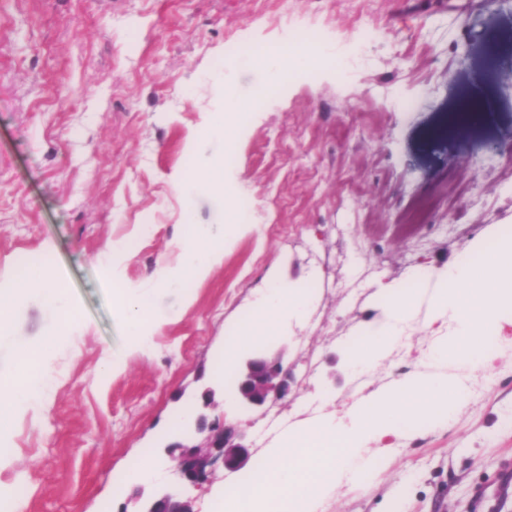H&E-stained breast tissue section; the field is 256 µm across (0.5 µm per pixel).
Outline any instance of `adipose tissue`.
I'll list each match as a JSON object with an SVG mask.
<instances>
[{
    "label": "adipose tissue",
    "mask_w": 512,
    "mask_h": 512,
    "mask_svg": "<svg viewBox=\"0 0 512 512\" xmlns=\"http://www.w3.org/2000/svg\"><path fill=\"white\" fill-rule=\"evenodd\" d=\"M204 183L218 198L224 195V164L220 161L194 166L174 174L171 190L186 194L195 183ZM247 229L237 202L225 200L220 223L191 225L189 234L176 246L174 261L166 263L158 276L137 287H119L116 290L118 315L129 345L145 346L152 329L167 320L155 309L154 297L163 289H184V303H191L188 289L206 281L224 262V245ZM38 295L43 307L53 314H65L69 305L55 279L47 274L0 279V346L12 341L10 320L23 308L29 295ZM308 306L303 288L283 287L270 281L254 312L234 335L224 339V367L232 369L236 354L242 348L265 341L277 335L285 319L301 318ZM62 342L61 337L46 336L39 349L20 351L17 369L13 375H0V429H5L12 417L24 407L42 404L46 383L53 366L48 353Z\"/></svg>",
    "instance_id": "obj_1"
}]
</instances>
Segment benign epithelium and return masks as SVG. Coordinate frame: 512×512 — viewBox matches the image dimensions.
I'll use <instances>...</instances> for the list:
<instances>
[{
  "mask_svg": "<svg viewBox=\"0 0 512 512\" xmlns=\"http://www.w3.org/2000/svg\"><path fill=\"white\" fill-rule=\"evenodd\" d=\"M235 374L230 391L247 411L256 412L268 401L288 395L289 372L279 350H253L237 362ZM219 396H224L221 384L202 393V409L192 412L189 422L194 438L181 436L160 448L173 462L177 486L150 487L141 482L134 487L121 512H195L185 490L208 481L217 467L234 471L250 457V447L245 444L247 427L211 419L204 412L217 406Z\"/></svg>",
  "mask_w": 512,
  "mask_h": 512,
  "instance_id": "1",
  "label": "benign epithelium"
}]
</instances>
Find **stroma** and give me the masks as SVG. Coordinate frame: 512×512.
<instances>
[{"label":"stroma","mask_w":512,"mask_h":512,"mask_svg":"<svg viewBox=\"0 0 512 512\" xmlns=\"http://www.w3.org/2000/svg\"><path fill=\"white\" fill-rule=\"evenodd\" d=\"M318 36L317 64L289 59L287 83L229 44H289L296 23ZM375 42L361 47L365 29ZM232 89L251 106L223 155L226 195L249 202L250 232L226 243L224 263L157 299L173 318L147 347L128 345L113 311L114 284L159 273L184 220L215 224L205 191L169 189L184 147ZM408 109H401V102ZM491 104L462 130L453 117ZM512 234V5L483 0H0V275L52 250L77 322L53 351L57 378L44 404L17 412L0 434V494L23 481L21 512H119V480L154 452L158 485L174 482L156 449L174 418L218 383L225 336L250 316L270 278L305 285L307 315L286 322L287 397L260 411L225 394L217 410L246 424L251 458L216 469L192 490L213 512L225 485L249 477L289 429L336 417L363 397L418 374L455 372L418 361L452 332L425 315L398 351L369 372L349 348L377 317L382 283L407 286L490 229ZM60 318L29 299L0 348L38 344ZM486 365L459 374L464 409L442 425L369 455L385 463L342 481L317 512H512V329L486 330ZM125 356L118 370L108 358Z\"/></svg>","instance_id":"stroma-1"}]
</instances>
